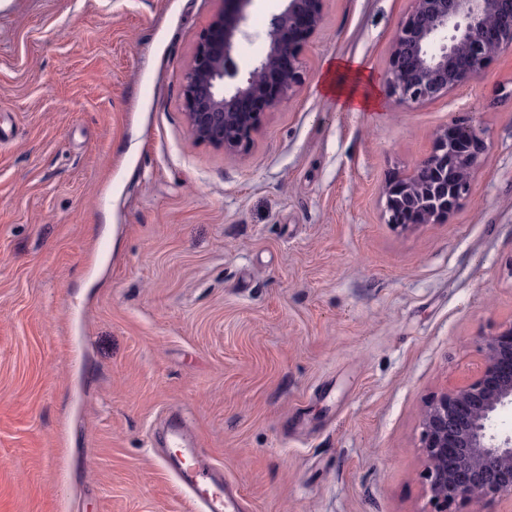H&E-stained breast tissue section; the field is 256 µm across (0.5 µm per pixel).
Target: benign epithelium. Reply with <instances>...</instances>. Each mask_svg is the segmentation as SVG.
I'll return each instance as SVG.
<instances>
[{"instance_id": "1", "label": "benign epithelium", "mask_w": 512, "mask_h": 512, "mask_svg": "<svg viewBox=\"0 0 512 512\" xmlns=\"http://www.w3.org/2000/svg\"><path fill=\"white\" fill-rule=\"evenodd\" d=\"M254 0H224L200 37L184 76L182 104L194 138L228 154L247 150L266 111L301 86L302 51L318 30L323 0H283L264 33L265 50L246 74L237 69V40H249ZM512 47V0H413L393 40L385 82L404 106L433 101L467 86L505 48ZM486 150L472 118L453 121L435 136L429 154L385 188L389 224H440L469 195ZM512 322L484 340L480 372L432 398L424 414L430 512H473L512 494V433L497 428L512 407Z\"/></svg>"}]
</instances>
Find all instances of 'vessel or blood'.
<instances>
[{
  "label": "vessel or blood",
  "instance_id": "vessel-or-blood-1",
  "mask_svg": "<svg viewBox=\"0 0 512 512\" xmlns=\"http://www.w3.org/2000/svg\"><path fill=\"white\" fill-rule=\"evenodd\" d=\"M167 437L180 448V458H165L180 487L192 499L196 512H247L248 505L232 482L216 475L206 462L187 447L181 425H170Z\"/></svg>",
  "mask_w": 512,
  "mask_h": 512
}]
</instances>
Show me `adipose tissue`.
Here are the masks:
<instances>
[{
	"instance_id": "ef3b65f1",
	"label": "adipose tissue",
	"mask_w": 512,
	"mask_h": 512,
	"mask_svg": "<svg viewBox=\"0 0 512 512\" xmlns=\"http://www.w3.org/2000/svg\"><path fill=\"white\" fill-rule=\"evenodd\" d=\"M321 91L333 98L341 110L357 112L377 104L372 78L366 75L364 69L345 61L328 64Z\"/></svg>"
}]
</instances>
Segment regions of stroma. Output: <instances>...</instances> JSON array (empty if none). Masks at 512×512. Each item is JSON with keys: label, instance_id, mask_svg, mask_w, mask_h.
<instances>
[{"label": "stroma", "instance_id": "35a3bbf8", "mask_svg": "<svg viewBox=\"0 0 512 512\" xmlns=\"http://www.w3.org/2000/svg\"><path fill=\"white\" fill-rule=\"evenodd\" d=\"M411 7L324 0L243 154L182 108L220 0L0 10V512H192L160 459L174 414L251 512H426L423 410L512 322V49L399 105ZM336 59L376 107L320 91ZM464 112L487 145L469 196L386 223V182Z\"/></svg>", "mask_w": 512, "mask_h": 512}]
</instances>
